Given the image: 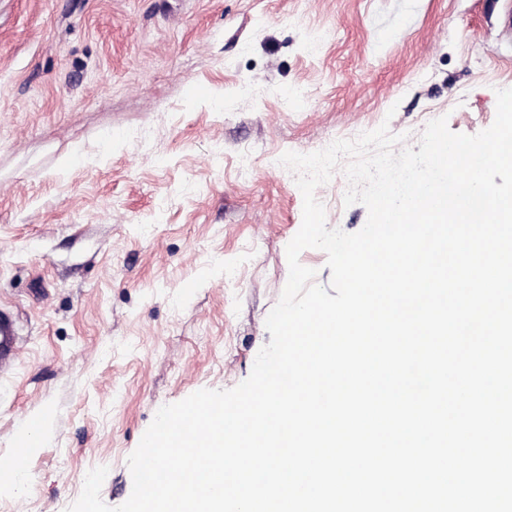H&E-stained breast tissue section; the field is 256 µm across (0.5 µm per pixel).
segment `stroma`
<instances>
[{
    "label": "stroma",
    "instance_id": "35a3bbf8",
    "mask_svg": "<svg viewBox=\"0 0 512 512\" xmlns=\"http://www.w3.org/2000/svg\"><path fill=\"white\" fill-rule=\"evenodd\" d=\"M507 2L0 0V302L24 340L0 461L45 422L0 512H66L98 466L102 500L129 498L157 410L235 387L271 340L303 210L280 157L490 127ZM347 188L338 170L315 195L353 233Z\"/></svg>",
    "mask_w": 512,
    "mask_h": 512
}]
</instances>
